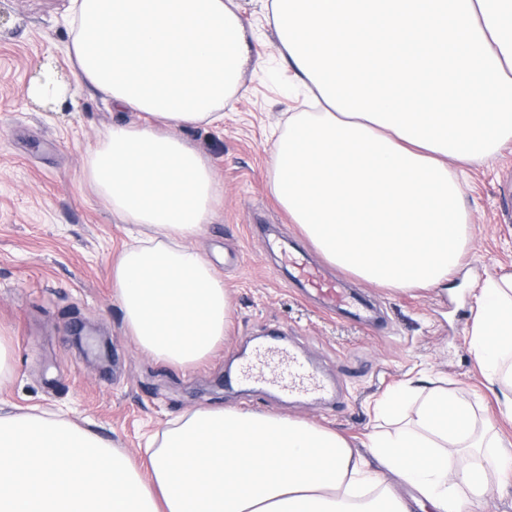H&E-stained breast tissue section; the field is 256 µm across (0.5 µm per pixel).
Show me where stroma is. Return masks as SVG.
I'll return each mask as SVG.
<instances>
[{
  "label": "stroma",
  "instance_id": "stroma-1",
  "mask_svg": "<svg viewBox=\"0 0 512 512\" xmlns=\"http://www.w3.org/2000/svg\"><path fill=\"white\" fill-rule=\"evenodd\" d=\"M249 45L241 90L224 104L220 126L184 130L210 161L222 193L216 217L193 245L223 279L231 302L224 343L189 368L142 352L112 296V269L128 227L83 177L87 150L115 122H139L94 93L73 88L70 108L40 99L36 75L70 78L60 18L68 0H0V336L13 366L0 384V415L61 412L145 467L148 436L198 408L236 407L287 415L336 430L361 447L375 424L372 407L390 388L429 369L475 404L478 425L512 442V418L482 378L469 347L484 281L512 271V212L499 188L512 177V141L470 162L463 182L469 240L447 282L404 292L346 275L374 305L379 332L320 310L288 281L289 256L323 263L271 191L269 126L300 111L295 73L258 0H236ZM330 383L320 399L258 390L243 372L277 344ZM105 340L108 361L84 356L79 335Z\"/></svg>",
  "mask_w": 512,
  "mask_h": 512
}]
</instances>
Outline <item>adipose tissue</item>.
Returning a JSON list of instances; mask_svg holds the SVG:
<instances>
[{"label":"adipose tissue","instance_id":"1","mask_svg":"<svg viewBox=\"0 0 512 512\" xmlns=\"http://www.w3.org/2000/svg\"><path fill=\"white\" fill-rule=\"evenodd\" d=\"M278 50L322 104L297 112L269 155L277 201L330 263L374 285L435 288L460 265L468 219L450 163L512 140V0H260ZM80 87L116 123L84 178L124 223L146 226L113 269L126 327L148 355L188 367L224 341L223 280L192 246L218 183L182 130L223 122L247 42L232 0H70L62 19ZM470 348L512 413V272L481 287ZM469 400L431 385L411 420L367 434L285 415L199 409L162 433L141 477L129 458L62 419L0 417V512H462L491 487Z\"/></svg>","mask_w":512,"mask_h":512}]
</instances>
